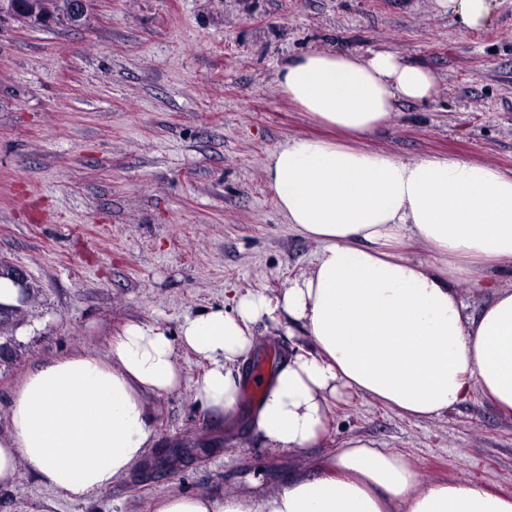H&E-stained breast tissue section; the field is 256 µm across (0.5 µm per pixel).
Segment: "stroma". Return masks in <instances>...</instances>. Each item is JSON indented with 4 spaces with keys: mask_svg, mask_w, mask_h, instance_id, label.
Instances as JSON below:
<instances>
[{
    "mask_svg": "<svg viewBox=\"0 0 512 512\" xmlns=\"http://www.w3.org/2000/svg\"><path fill=\"white\" fill-rule=\"evenodd\" d=\"M318 49L391 51L431 68L438 93L406 104L367 137L412 159L448 153L512 170V0L466 31L435 0H93L79 25L0 24V259L36 283L4 333L0 426L32 362L101 354L131 321L177 332L235 290L272 294L317 249L280 213L263 170L288 138L324 129L277 83L288 57ZM245 370L272 376L293 340L255 325ZM180 388L151 398L177 471L136 465L84 501L21 469L0 512H154L169 494L277 491L351 436L411 459L421 482L461 479L512 491V421L471 397L409 420L352 397L303 452L228 430L195 397L204 366L180 352Z\"/></svg>",
    "mask_w": 512,
    "mask_h": 512,
    "instance_id": "obj_1",
    "label": "stroma"
}]
</instances>
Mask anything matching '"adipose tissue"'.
Here are the masks:
<instances>
[{
  "label": "adipose tissue",
  "mask_w": 512,
  "mask_h": 512,
  "mask_svg": "<svg viewBox=\"0 0 512 512\" xmlns=\"http://www.w3.org/2000/svg\"><path fill=\"white\" fill-rule=\"evenodd\" d=\"M460 28L492 22L496 0H436ZM282 93L336 138H288L265 176L290 227L318 251L308 272L269 295L235 294L177 335L130 322L99 355L34 361L0 431V486L20 466L39 484L88 499L129 473L156 442L148 399L176 390L187 349L208 364L196 396L216 417L236 411L242 365L264 320L300 330L266 381L252 425L273 447L303 451L327 431L333 402L355 395L399 416H446L471 395L512 419V172L459 155L407 160L362 145L403 103L437 93L426 67L388 51H309L283 62ZM430 257H407L410 244ZM486 295L469 316L460 292ZM271 494L162 497L155 512H512V492L470 481L420 483L404 454L360 437Z\"/></svg>",
  "instance_id": "1"
}]
</instances>
